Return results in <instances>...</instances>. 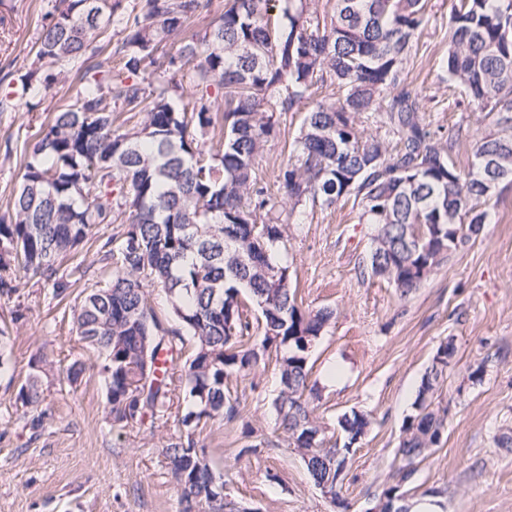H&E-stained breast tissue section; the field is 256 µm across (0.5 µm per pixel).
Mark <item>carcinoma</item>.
<instances>
[{
	"instance_id": "1",
	"label": "carcinoma",
	"mask_w": 512,
	"mask_h": 512,
	"mask_svg": "<svg viewBox=\"0 0 512 512\" xmlns=\"http://www.w3.org/2000/svg\"><path fill=\"white\" fill-rule=\"evenodd\" d=\"M272 1L279 7L274 25ZM210 4L145 0L133 16L122 0L54 6L35 60L20 75L22 91L48 93L70 77L80 88L22 147L20 188L0 216V298L18 292L22 274L51 284L60 303L82 288L74 325L104 359L112 425L155 424L181 390L184 430L164 448L179 512H248L214 504L216 473L198 429L238 420L232 382L249 379L267 352H275L280 374L272 400L279 429L315 485L336 489L351 443L370 425L368 415L346 413L339 419L342 446L326 445L306 347H315L333 311L298 304L286 247L290 225L303 223L309 201L331 208L354 198L360 219L377 228L371 273L402 296L479 235L494 196L512 186V0L452 6L442 60L448 85L493 121L481 132L448 131L446 147L404 77L429 22L427 0H334L328 17L318 0H225L201 38L159 54ZM114 23L125 33L116 76L102 69L95 45ZM187 65L194 73L190 108L180 106L176 81ZM319 84L336 94L316 98ZM214 89L222 93L221 111ZM301 106L299 132L276 175L290 202L284 216L255 163L278 132L277 116ZM129 112L144 113L139 128L126 127ZM361 115L376 118L385 133H365ZM214 138L216 152L204 155L200 145ZM461 143L472 156L466 170L450 154ZM259 212L267 217L262 224L255 222ZM121 216L123 231L100 240ZM98 241L106 280L89 290L84 261L65 269L62 262ZM148 285L164 291L167 317L151 305ZM249 305L259 313L254 322ZM454 352L452 341L441 343L423 375L385 498L403 494L441 441L446 411L432 397ZM182 358L176 377L170 367ZM30 368L16 396L26 408L40 403V375L51 365L36 356Z\"/></svg>"
}]
</instances>
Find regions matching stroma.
<instances>
[{"label": "stroma", "instance_id": "obj_1", "mask_svg": "<svg viewBox=\"0 0 512 512\" xmlns=\"http://www.w3.org/2000/svg\"><path fill=\"white\" fill-rule=\"evenodd\" d=\"M55 0H0V214L17 191L18 150L34 140L51 112L66 105L79 85L22 97L18 77L30 67L45 16ZM452 0H429L430 22L405 68L424 106V120L440 138L462 125L483 130L484 113L458 104L448 89L441 60L448 49ZM302 115L279 118L280 131L256 160L259 179L273 198L286 144ZM375 227L362 223L346 198L329 209L307 210L291 229L288 262L298 295L313 309L334 315L314 347L311 377L321 393L316 414L329 432L355 410L371 426L353 449L337 501L314 485L298 453L276 429L271 400L279 389L274 355L254 381L239 382L242 419L203 430L206 453L224 488L252 512H369L392 482L405 422L418 387L440 343L456 352L432 398L447 419L440 444L422 460L407 486L409 499L439 491L441 512H512V446L497 438L512 429V189L503 191L483 231L451 255L409 296H400L367 266ZM0 512H177L175 484L165 446L182 431L176 410L154 429L113 427L98 352L85 348L72 317L52 297V287L24 278L18 296L0 298ZM41 355L53 368L42 382L38 407L25 408L16 393ZM85 370L76 384L66 379L74 360ZM341 367L330 383L331 366ZM40 419L31 428V419ZM267 439L254 448L243 424Z\"/></svg>", "mask_w": 512, "mask_h": 512}]
</instances>
